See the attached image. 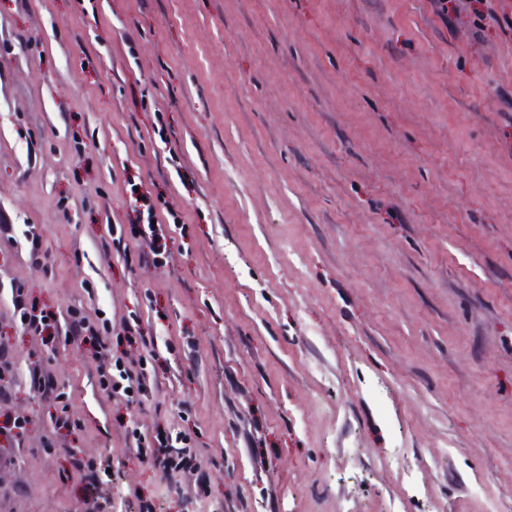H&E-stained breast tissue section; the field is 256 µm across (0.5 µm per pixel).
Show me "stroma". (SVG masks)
Here are the masks:
<instances>
[{"label": "stroma", "instance_id": "1", "mask_svg": "<svg viewBox=\"0 0 512 512\" xmlns=\"http://www.w3.org/2000/svg\"><path fill=\"white\" fill-rule=\"evenodd\" d=\"M0 0V282L112 322L93 389L0 292V512H512V0ZM140 192L155 256L115 229ZM145 343H127L124 327ZM42 360L79 425L31 387ZM188 435L194 491L131 451ZM56 437L57 447L46 445ZM136 200L142 203L135 210L136 216L130 227V233L132 237L138 238L140 244L147 247L151 253L156 256L161 255V247L164 245V250L166 248V243H160V240H165V237L160 228L161 223L157 219L159 207L162 205L161 197L157 196L156 200H152L151 196L140 194ZM152 220H156V223L152 224ZM67 316L69 329L75 335L85 336L91 341V345L94 349V357L97 361L100 389L108 396H112V392L117 389L119 382L114 380L113 371L115 368L119 378L125 382V385L122 384L121 386L123 394L131 398L136 394H141L145 388V374L143 369L139 372L135 361H130V366L126 367L121 357L114 359V355H112V343H105L100 340V335L103 333L99 325L91 321L81 310L70 309L67 312ZM128 390H131V393H128Z\"/></svg>", "mask_w": 512, "mask_h": 512}]
</instances>
